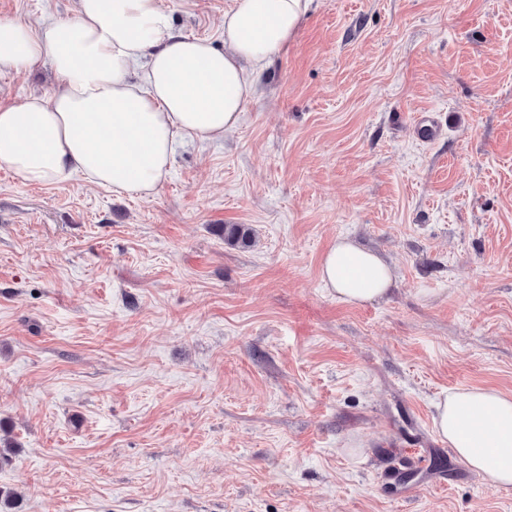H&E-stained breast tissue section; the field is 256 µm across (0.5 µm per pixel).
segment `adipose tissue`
<instances>
[{
  "label": "adipose tissue",
  "instance_id": "1",
  "mask_svg": "<svg viewBox=\"0 0 512 512\" xmlns=\"http://www.w3.org/2000/svg\"><path fill=\"white\" fill-rule=\"evenodd\" d=\"M311 0H232L224 46L175 32L161 0H77L71 18L30 27L0 19V72L49 58V93L0 105V166L30 184L75 171L116 192L154 194L184 138L234 129L255 87L250 72L284 49ZM324 288L346 304L383 297L393 272L341 238L320 265ZM434 426L486 486H512V397L489 388L448 391Z\"/></svg>",
  "mask_w": 512,
  "mask_h": 512
}]
</instances>
